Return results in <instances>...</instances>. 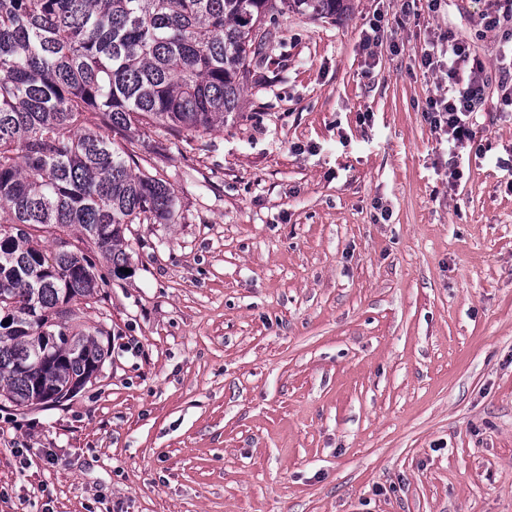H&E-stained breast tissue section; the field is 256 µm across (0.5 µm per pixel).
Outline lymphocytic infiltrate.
<instances>
[{
  "instance_id": "obj_1",
  "label": "lymphocytic infiltrate",
  "mask_w": 512,
  "mask_h": 512,
  "mask_svg": "<svg viewBox=\"0 0 512 512\" xmlns=\"http://www.w3.org/2000/svg\"><path fill=\"white\" fill-rule=\"evenodd\" d=\"M480 34H495L501 46L495 66L476 53L470 36L448 34L430 39L420 64L445 75L448 87L428 96L423 112L429 124L459 147L474 146L473 120L496 85L498 109L512 108V0H485Z\"/></svg>"
}]
</instances>
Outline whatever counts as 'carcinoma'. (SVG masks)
I'll return each instance as SVG.
<instances>
[{
  "mask_svg": "<svg viewBox=\"0 0 512 512\" xmlns=\"http://www.w3.org/2000/svg\"><path fill=\"white\" fill-rule=\"evenodd\" d=\"M348 2L0 0V396L75 397L105 359L108 331L79 316L106 283L96 258L120 272L127 225L174 223L173 190L127 133L211 131L237 111L267 21ZM67 231L81 246H58Z\"/></svg>",
  "mask_w": 512,
  "mask_h": 512,
  "instance_id": "carcinoma-1",
  "label": "carcinoma"
}]
</instances>
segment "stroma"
<instances>
[{
  "label": "stroma",
  "instance_id": "1",
  "mask_svg": "<svg viewBox=\"0 0 512 512\" xmlns=\"http://www.w3.org/2000/svg\"><path fill=\"white\" fill-rule=\"evenodd\" d=\"M483 7L277 16L224 126L131 133L174 221L82 310L97 379L0 398V512H512V115L489 87L477 155L420 110ZM380 20H374L370 21L368 24V29L362 30V38H361V44L363 51H366V55L369 60H374L375 57V50L374 48H377L378 45L382 44L385 29L380 24Z\"/></svg>",
  "mask_w": 512,
  "mask_h": 512
}]
</instances>
